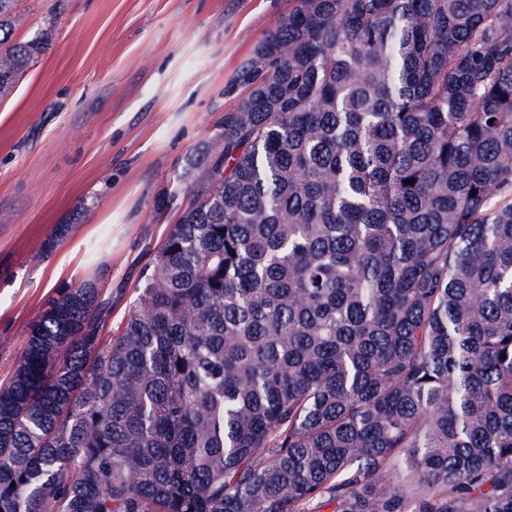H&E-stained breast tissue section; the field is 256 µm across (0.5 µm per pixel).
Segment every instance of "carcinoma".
<instances>
[{"instance_id":"1","label":"carcinoma","mask_w":512,"mask_h":512,"mask_svg":"<svg viewBox=\"0 0 512 512\" xmlns=\"http://www.w3.org/2000/svg\"><path fill=\"white\" fill-rule=\"evenodd\" d=\"M292 2L117 334L32 321L0 512H512V0Z\"/></svg>"}]
</instances>
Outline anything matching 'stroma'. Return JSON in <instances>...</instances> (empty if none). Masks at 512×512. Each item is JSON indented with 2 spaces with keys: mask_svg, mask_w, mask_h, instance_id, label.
Returning <instances> with one entry per match:
<instances>
[{
  "mask_svg": "<svg viewBox=\"0 0 512 512\" xmlns=\"http://www.w3.org/2000/svg\"><path fill=\"white\" fill-rule=\"evenodd\" d=\"M290 0H20L46 50L0 99V383L30 323L95 278L125 321L175 217L161 200L219 132L227 88Z\"/></svg>",
  "mask_w": 512,
  "mask_h": 512,
  "instance_id": "35a3bbf8",
  "label": "stroma"
}]
</instances>
